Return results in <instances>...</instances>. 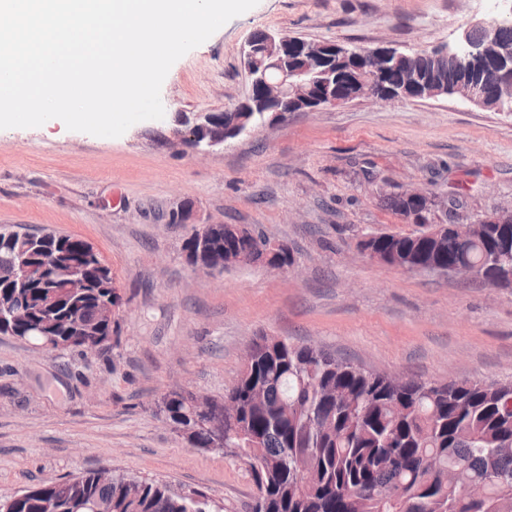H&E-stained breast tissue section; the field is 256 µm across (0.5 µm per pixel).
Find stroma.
Wrapping results in <instances>:
<instances>
[{
  "label": "stroma",
  "mask_w": 512,
  "mask_h": 512,
  "mask_svg": "<svg viewBox=\"0 0 512 512\" xmlns=\"http://www.w3.org/2000/svg\"><path fill=\"white\" fill-rule=\"evenodd\" d=\"M486 0H260L180 58L165 116L116 138L63 122L0 130V225L82 238L112 273V342L87 354L0 334V496L109 469L252 512L241 462L191 447L160 397L215 399L262 336L313 343L365 368L439 383L512 382V288L405 272L362 255L365 234H413L384 195H454V219L512 208V116L456 97L357 99L291 112L208 154L174 145L181 112L249 90L241 50L266 31L408 49L451 44ZM184 208L188 221L170 223ZM245 224L287 244L297 271L193 269V224Z\"/></svg>",
  "instance_id": "35a3bbf8"
}]
</instances>
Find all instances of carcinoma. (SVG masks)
I'll return each instance as SVG.
<instances>
[{"mask_svg": "<svg viewBox=\"0 0 512 512\" xmlns=\"http://www.w3.org/2000/svg\"><path fill=\"white\" fill-rule=\"evenodd\" d=\"M362 52V71L336 79V100L357 99L361 81L385 98L388 86L415 73L429 75L448 90L466 83V74L427 51L401 58L379 72ZM483 107L494 108L500 85L491 61L480 72ZM224 264L265 245L263 232L244 225L226 234L220 225ZM66 257L41 266L25 283L0 281V292L16 295L30 310L31 324L16 335L45 344L53 336L81 348L112 325L96 319L99 305L112 301V278L87 271L88 287L74 298L64 292L67 262L89 268L87 242L44 234ZM38 242L0 226V268L18 263L16 251ZM370 245L390 265L415 272L461 263L491 285L496 268L512 261V228L488 224L474 238L460 229L437 241L432 235H378ZM238 401L240 415L224 421L226 447L238 448L264 493L253 512H512V383L416 378L391 380L378 372L274 336L252 343V364L224 392ZM189 396L169 394L157 406L172 423L186 422ZM188 443L209 449L210 431L193 424ZM0 512H210L208 502L172 492L167 486L123 474L109 481L95 473L0 496Z\"/></svg>", "mask_w": 512, "mask_h": 512, "instance_id": "obj_1", "label": "carcinoma"}]
</instances>
